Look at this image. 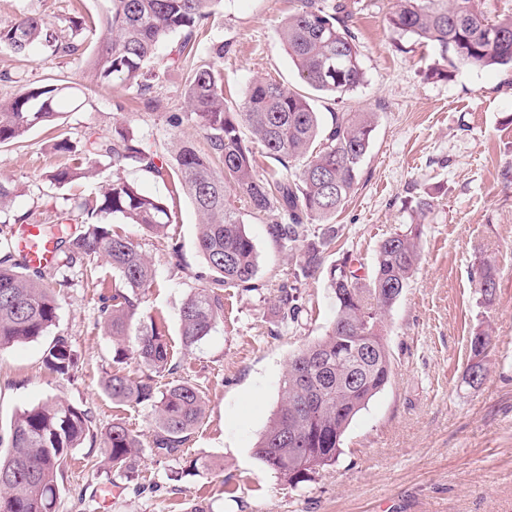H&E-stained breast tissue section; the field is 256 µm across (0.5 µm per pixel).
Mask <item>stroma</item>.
I'll list each match as a JSON object with an SVG mask.
<instances>
[{"label": "stroma", "instance_id": "stroma-1", "mask_svg": "<svg viewBox=\"0 0 512 512\" xmlns=\"http://www.w3.org/2000/svg\"><path fill=\"white\" fill-rule=\"evenodd\" d=\"M345 3L366 79L340 99L304 84L277 41L293 0H222L198 57L221 70L224 94L237 104L255 79L272 78L311 97L323 121L335 112L377 113L360 181L335 218L339 233L326 265L347 253L371 270L381 240L411 223L418 198L431 200L421 224L418 269L384 318L392 354L389 384L354 418L333 464L295 486L278 479L253 448L278 406L289 358L322 336L336 316L327 277L307 280V316L281 326L277 289L293 277L299 260L269 235V215L236 200L256 246L261 289H226L223 320L201 343L185 347L179 308L213 278L196 245L199 217L185 194L174 193L172 180L128 167L123 178L170 206L168 232L184 254L183 267H175L162 240L134 224L121 227L157 269L142 295L140 316L162 322L169 340L175 369L158 384L196 385L205 417L180 454L147 452L128 471L105 469L98 442L85 440L65 471L58 512H512V70L461 66L449 78L429 77L440 54L409 38L393 42L386 19L394 0ZM104 9V0H0V23L38 13L64 31L74 11L97 19ZM102 35L99 29L79 32V55L0 52V76L20 72L34 84L61 81L76 89L55 128L38 125L23 146H0V182L17 194L11 210L0 214V249L7 246L13 215L30 211L49 218L53 209L112 181V162L101 158L94 177L51 183L49 173L61 161L56 136L78 146L88 135L108 136L124 125L168 158L179 139L207 148L190 114L188 70L165 66L170 45L152 62L166 71L152 90L159 107L120 80L108 89L89 85L87 55ZM173 113L182 118L176 128L167 121ZM480 257L499 269L489 307L471 286ZM91 265L57 289L58 319L45 336L0 351V439L8 438L18 412L62 398L89 410L94 430L118 419L143 444L151 443L153 410L112 402L103 389L113 352L100 297L121 281L104 256ZM479 330L490 331L493 349L486 377L474 386L465 374L469 338ZM59 336L78 357L69 377L43 364L44 350ZM106 484L121 490L108 504L101 492Z\"/></svg>", "mask_w": 512, "mask_h": 512}]
</instances>
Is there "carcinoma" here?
<instances>
[{"label":"carcinoma","instance_id":"carcinoma-1","mask_svg":"<svg viewBox=\"0 0 512 512\" xmlns=\"http://www.w3.org/2000/svg\"><path fill=\"white\" fill-rule=\"evenodd\" d=\"M105 36L87 60L85 77L100 86L118 78L140 93L153 89L159 75L146 69L157 46L181 35L168 66L192 63L186 90L191 115L209 152L188 142L176 146L175 166L143 146L122 126L110 137H89L81 148L60 139L56 148L70 162L50 175L61 186L93 174L101 157L112 160L117 175L104 191L56 213L40 224L54 241L51 264L31 266L15 249L0 255V351L34 341L55 325L58 305L43 282H68L66 272L92 255H104L124 284L103 298L104 327L112 337V370L104 388L112 401L150 406L156 431L154 454L179 453L202 421L205 400L188 382L160 389L156 377L170 370V349L155 320L139 321L135 343L127 342L141 293L155 280L152 260L128 236L106 222L112 217L135 224L145 234L166 240L175 265L182 248L166 239L172 223L164 202L142 194L118 172L137 164L157 178L175 174L200 216L197 248L213 273L214 286L190 294L179 310L182 342L195 345L211 335L224 317L223 288L257 291V253L231 197L246 200L257 213L288 217L268 224L276 241L299 252L301 274L279 285L276 306L281 321L297 323L306 312L302 282L324 271L325 252L336 242L331 219L355 191L361 164L372 144L375 112H333L323 125L310 98L275 80L252 82L243 104L224 97L221 71L196 60L199 33L215 17L221 0H105ZM293 14L278 31L300 78L312 89L340 98L365 82L351 15L340 0H296ZM388 25L400 37L438 47L444 60L471 68L512 69V17L489 21L471 0H395ZM40 45L54 54L72 55L78 45L42 16L25 15L0 25V51L27 54ZM70 96L59 83L26 84L8 101L0 100V145L23 142L35 126L52 124ZM263 148L278 168L259 173L258 159L244 138ZM320 225V232L312 226ZM420 223L383 239L365 279L346 256L328 272L336 318L326 333L288 361L281 399L255 446V455L282 481L297 485L336 461L342 437L353 418L389 383L392 354L384 334L386 311L398 300L420 257ZM473 282L480 299L492 305L497 269L487 258L476 264ZM136 359L147 374L132 379L120 365ZM47 369L68 375L76 357L67 339L57 337L43 353ZM93 416L62 399L31 406L11 424L7 449L0 452V512H57L61 481L74 449L91 434ZM105 464L127 470L143 451L138 435L112 421L100 436Z\"/></svg>","mask_w":512,"mask_h":512}]
</instances>
